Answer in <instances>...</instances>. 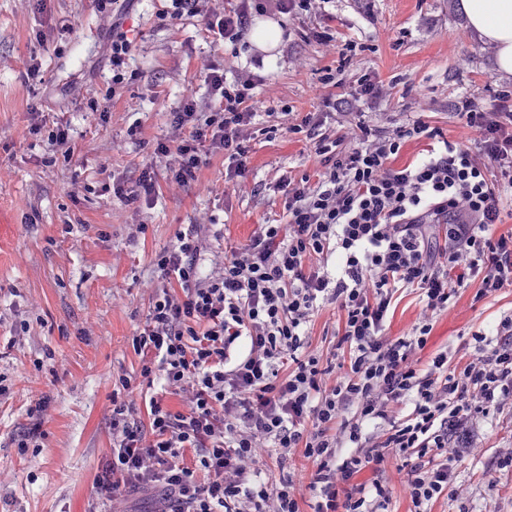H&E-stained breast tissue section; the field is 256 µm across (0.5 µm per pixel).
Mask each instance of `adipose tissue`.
<instances>
[{
	"label": "adipose tissue",
	"instance_id": "ef3b65f1",
	"mask_svg": "<svg viewBox=\"0 0 512 512\" xmlns=\"http://www.w3.org/2000/svg\"><path fill=\"white\" fill-rule=\"evenodd\" d=\"M469 27L494 50L498 71L512 75V0H460Z\"/></svg>",
	"mask_w": 512,
	"mask_h": 512
}]
</instances>
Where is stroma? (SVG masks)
Instances as JSON below:
<instances>
[{
	"mask_svg": "<svg viewBox=\"0 0 512 512\" xmlns=\"http://www.w3.org/2000/svg\"><path fill=\"white\" fill-rule=\"evenodd\" d=\"M340 35L360 49L341 66V87L328 90L321 70L339 66L333 46L297 35L315 19L287 21V42L266 65L255 97L262 125L282 106L323 111L335 93L357 123L353 95L364 74L384 93L371 106L378 124L422 120L449 140L470 145L477 132L456 115L465 97L490 106L512 77L497 73L491 50L466 26L459 0H331ZM110 0H0V373L10 387L0 398V512H94V478L110 455L112 392L118 378L139 368L131 338L161 282L156 254L187 224H213L204 268L226 245L247 241L259 225L282 214L269 190L279 175L313 172L319 159L303 135H257L250 143V175L224 182V157L215 155L197 180L182 187L167 179L155 157L168 137V114L183 95L203 94L201 59L225 69L238 60L206 38L194 18L162 25L155 0H139L126 22L134 40L138 80L110 99L112 72L103 39ZM39 64L38 78L28 76ZM109 113H102V106ZM46 120L65 115L73 154L64 157L46 137L31 134V107ZM137 135H130L132 125ZM153 163L158 196L133 207L114 197L113 179L134 188ZM512 312V287L481 301L465 292L436 316L421 360L455 348L472 333ZM47 404L39 421L26 411ZM39 424L40 446L19 452L21 431ZM512 440V416L502 415L472 449L456 485L463 498H440L433 512H512V473L493 463L499 444Z\"/></svg>",
	"mask_w": 512,
	"mask_h": 512,
	"instance_id": "obj_1",
	"label": "stroma"
}]
</instances>
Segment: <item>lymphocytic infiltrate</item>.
I'll return each mask as SVG.
<instances>
[{"label": "lymphocytic infiltrate", "mask_w": 512, "mask_h": 512, "mask_svg": "<svg viewBox=\"0 0 512 512\" xmlns=\"http://www.w3.org/2000/svg\"><path fill=\"white\" fill-rule=\"evenodd\" d=\"M158 18H201L213 41L246 49L254 19L316 18L310 36L334 40L328 0H161ZM124 14L112 17L107 52L112 93L139 73ZM265 56L225 73L200 63L204 95H184L169 114V137L156 155L186 186L212 156L227 160L225 182L245 177L258 131L255 90ZM287 132L312 140L320 166L272 185L283 221L262 224L227 246L202 273L206 231L190 224L158 253L163 282L132 347L140 358L123 389L152 388L143 409L113 402L112 455L98 473L97 512L108 502L149 493L156 512H388L391 461L407 473L411 512H431L457 493L469 449L512 406V314L466 344L469 358L417 354L434 316L475 288L476 299L512 286V231L498 232L512 200V92L490 110L466 100L459 117L478 139L464 147L416 120L385 127L332 122L330 113L286 108ZM430 139L422 158L389 161L405 140ZM418 292L422 312L410 334L386 330L397 294ZM334 307V345H312V327ZM185 400L177 409L169 398ZM269 448L280 469L271 478L256 458ZM193 458H186V450ZM312 465L307 490L284 470ZM371 469V483L356 476Z\"/></svg>", "instance_id": "lymphocytic-infiltrate-1"}]
</instances>
